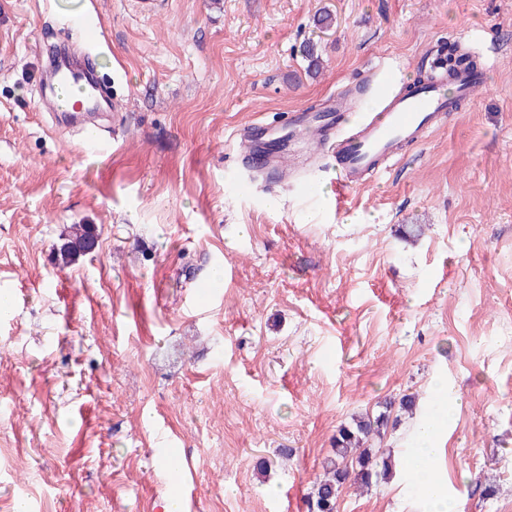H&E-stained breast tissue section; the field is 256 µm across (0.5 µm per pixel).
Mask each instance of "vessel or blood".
I'll use <instances>...</instances> for the list:
<instances>
[{
  "mask_svg": "<svg viewBox=\"0 0 512 512\" xmlns=\"http://www.w3.org/2000/svg\"><path fill=\"white\" fill-rule=\"evenodd\" d=\"M87 58L88 51L83 45L68 53L64 66L54 74L47 104L65 112L71 121L88 125L85 143L100 151L106 141L89 122L95 113L105 111L107 97L94 72L87 67ZM485 78L482 70L451 73L437 64L421 81L399 90L395 87L396 70L383 69L381 105L375 113L353 117L349 130L343 126L344 114L349 109L345 98H331L328 122L317 128L315 137L336 158L337 198H346L350 190L363 186L367 174L380 162L394 157L403 148L424 143L443 116L458 111L462 102L470 100L474 89L484 84Z\"/></svg>",
  "mask_w": 512,
  "mask_h": 512,
  "instance_id": "1",
  "label": "vessel or blood"
}]
</instances>
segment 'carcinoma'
<instances>
[{"mask_svg":"<svg viewBox=\"0 0 512 512\" xmlns=\"http://www.w3.org/2000/svg\"><path fill=\"white\" fill-rule=\"evenodd\" d=\"M90 224H72L68 238L57 249L58 261L67 265L86 254L90 244ZM392 402L383 403L376 416H360L341 426L333 439L334 457L327 459L316 477L309 499V512H336V500L346 484L368 488L392 474L391 456L373 454V444L383 440L390 424Z\"/></svg>","mask_w":512,"mask_h":512,"instance_id":"1","label":"carcinoma"}]
</instances>
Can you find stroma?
I'll return each mask as SVG.
<instances>
[{"label": "stroma", "instance_id": "stroma-1", "mask_svg": "<svg viewBox=\"0 0 512 512\" xmlns=\"http://www.w3.org/2000/svg\"><path fill=\"white\" fill-rule=\"evenodd\" d=\"M85 11L117 103L95 154L37 105ZM452 44L486 86L342 205L309 137L285 163L311 195L243 154L252 123L265 144L330 94L369 108L383 65L422 76ZM73 224L99 238L62 268ZM0 293V512H157L174 493L163 448L195 512H308L338 428L411 393L419 413L455 408L432 475L456 512H504L512 0H0ZM416 424L383 442L393 476L343 488L337 512H424Z\"/></svg>", "mask_w": 512, "mask_h": 512}]
</instances>
